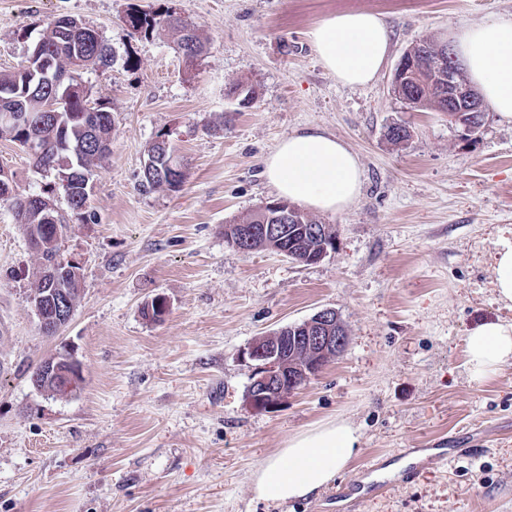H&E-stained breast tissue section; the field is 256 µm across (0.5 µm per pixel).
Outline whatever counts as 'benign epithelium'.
<instances>
[{
  "label": "benign epithelium",
  "mask_w": 512,
  "mask_h": 512,
  "mask_svg": "<svg viewBox=\"0 0 512 512\" xmlns=\"http://www.w3.org/2000/svg\"><path fill=\"white\" fill-rule=\"evenodd\" d=\"M440 69H448L446 85L440 89L445 111L454 123L470 133L477 132L483 124V106L477 91L467 81L464 73L453 65L448 53H443L437 62ZM53 86L68 85L88 106L96 105L91 99L86 84L71 81L66 73L52 80ZM32 205L43 213L47 221L44 230L49 232L48 246L60 244L63 228L56 224L58 208L54 200L34 196ZM296 207L286 201H272L258 214L253 224L224 225L225 241L233 247L250 252L255 245L263 244L276 250L288 242V233H298L306 240L321 241L320 248L311 253L308 263L316 264L326 258L335 248V234L328 224H302L292 230L288 224L295 219ZM79 263L73 259L62 260L61 265H52L44 271L45 289L34 306L42 331L51 335L65 326L72 318L74 307L71 295L56 284L68 270ZM347 336L342 332V323L335 309L324 308L308 319L285 325L276 331L260 336L248 344L239 354V359L250 365L253 371L251 382L245 393V406L252 412H270L290 398L310 378L317 376L324 362L337 356L346 346ZM79 367L74 356L52 357L38 367L32 376L33 386L57 399H66L77 392L72 374L67 367Z\"/></svg>",
  "instance_id": "obj_1"
}]
</instances>
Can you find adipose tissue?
<instances>
[{
  "mask_svg": "<svg viewBox=\"0 0 512 512\" xmlns=\"http://www.w3.org/2000/svg\"><path fill=\"white\" fill-rule=\"evenodd\" d=\"M455 58L497 116L512 123V17H499L451 31ZM322 65L342 84L375 79L390 50L384 21L369 11L337 15L310 33ZM264 174L280 197L321 213L353 204L363 181L355 153L317 129L282 140L264 161ZM470 374L480 381L512 363V322H485L466 340ZM359 443L349 423L331 420L290 438L253 473L255 499L272 506L303 499L332 484Z\"/></svg>",
  "mask_w": 512,
  "mask_h": 512,
  "instance_id": "1",
  "label": "adipose tissue"
}]
</instances>
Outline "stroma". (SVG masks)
<instances>
[{
	"label": "stroma",
	"instance_id": "stroma-1",
	"mask_svg": "<svg viewBox=\"0 0 512 512\" xmlns=\"http://www.w3.org/2000/svg\"><path fill=\"white\" fill-rule=\"evenodd\" d=\"M133 8L196 25L205 51L187 65L169 32L131 34ZM386 22L390 54L369 85L339 83L310 31L336 15ZM96 30L118 60L83 79L114 117L112 152L92 177L86 220H70L63 257L80 263L74 314L45 335L30 299L36 257L0 206V512H512V364L471 379L466 337L512 321L495 299L493 254L512 237V123L487 112L466 134L447 113L396 97V65L415 42L512 16V0H0V71L17 68L56 17ZM133 65H126V58ZM255 89L240 106L236 84ZM399 123L411 137L385 136ZM318 128L364 171L345 212L317 214L336 245L305 265L243 253L225 224L275 200L262 161L285 137ZM169 134L185 166L178 191L141 185L150 144ZM20 189L44 181L0 139ZM164 320L142 314L155 295ZM331 307L344 351L270 412H250L255 338ZM72 352L85 383L67 399L31 376ZM337 419L361 436L347 468L309 498L272 507L251 475L295 434ZM452 459L412 481L404 459ZM379 490L345 497L366 460Z\"/></svg>",
	"mask_w": 512,
	"mask_h": 512
}]
</instances>
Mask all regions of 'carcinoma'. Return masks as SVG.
<instances>
[{
  "instance_id": "cac0c4a2",
  "label": "carcinoma",
  "mask_w": 512,
  "mask_h": 512,
  "mask_svg": "<svg viewBox=\"0 0 512 512\" xmlns=\"http://www.w3.org/2000/svg\"><path fill=\"white\" fill-rule=\"evenodd\" d=\"M125 19L132 28V33L139 36H150L163 29H171L179 34L178 49L182 52L186 62L193 63L204 52L205 44L202 41L195 25L170 14V11H141L131 9L125 14ZM69 17L62 16L51 23L41 34L33 49L47 56L53 63L56 73L74 72L82 75L84 72L108 67L115 61L112 47L99 35L89 28L77 34L64 32L63 24ZM436 42L424 39L411 50L415 55V62L406 76V87L413 90L409 98L414 104L422 107L438 109L437 91L439 81L434 78L432 63L437 53L434 50ZM10 89V95H0V113L24 112L28 116V125L17 128L13 143L26 148L29 131L37 133L38 147L42 151V162L48 165L58 161L60 164H71L68 169L70 178L63 185L67 206L76 219L85 218L86 203L89 192L86 187V178L92 175V168L104 159L108 152L97 148L98 142L112 143L114 121L112 112L104 106L98 111H89L80 97L67 99L59 109L60 119L57 123H50L39 127L42 119L41 106L45 96L52 93L53 88L47 80L35 78V74L26 65L10 72L0 73V88ZM185 180V175L179 178H150L144 177V185L150 188H165L169 191L178 190ZM52 185L47 183L37 193L41 196H50ZM33 192L15 191L8 198L0 196V202L9 206L11 210L24 207L27 200L35 195ZM43 223L41 215L32 211L28 222L22 224L28 237L31 249L36 254L39 266L55 263L60 255L53 249L41 250L34 242L39 233V224ZM319 243L305 241L300 236L288 238V247L293 249L299 258L306 257L309 251L317 248Z\"/></svg>"
}]
</instances>
